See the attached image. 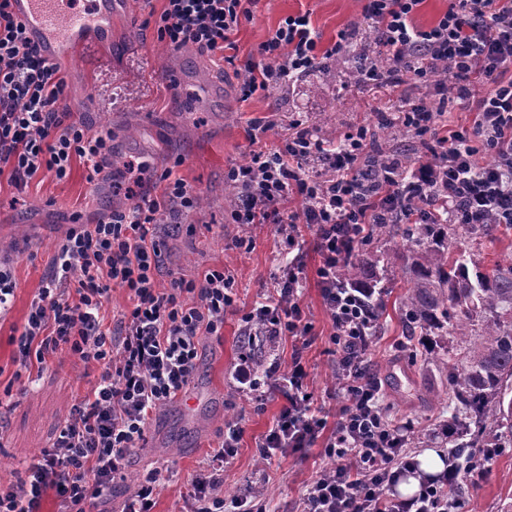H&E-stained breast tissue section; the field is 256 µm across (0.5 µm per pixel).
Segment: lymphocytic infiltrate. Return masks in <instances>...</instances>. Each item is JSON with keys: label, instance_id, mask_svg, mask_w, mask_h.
I'll list each match as a JSON object with an SVG mask.
<instances>
[{"label": "lymphocytic infiltrate", "instance_id": "lymphocytic-infiltrate-1", "mask_svg": "<svg viewBox=\"0 0 512 512\" xmlns=\"http://www.w3.org/2000/svg\"><path fill=\"white\" fill-rule=\"evenodd\" d=\"M9 2L0 0V175L22 192L42 171L66 178L76 157L88 164L91 176L100 175L112 157L111 136L91 132L70 112L64 76L40 55ZM260 2L164 0L154 28L170 47H191L233 66L244 102L269 95L322 59L346 58L351 29L339 30L334 43L322 45L305 12L278 22L258 45V61L239 62L236 35ZM423 2L364 0L362 17L386 59L363 82L393 91L392 109L381 118L397 117L419 138L425 162L390 166L368 186L361 170L370 141L366 127L348 130L330 145L296 120L276 149L253 152L247 164L226 172L238 190L231 213L235 223L276 225L293 254L280 270L274 297L246 316L244 341L310 336L298 302L299 253L305 244L300 225L314 230L321 255L316 274L332 323L333 353L346 379L347 403L335 420L317 411L301 353L293 354L287 370L273 368L262 380L247 347L233 373L238 390L255 400L269 387L283 401L262 443L264 459L283 448L302 451L323 437L327 455L338 461L307 488L302 512H462L453 495L459 476L485 464L484 454L464 458L453 448L443 472H419L401 427L385 414L380 385L354 370L369 348L370 294L336 285L338 269L370 225L512 224V0H448L447 9L427 26L416 22ZM404 84L426 90L428 100L399 94ZM452 105L472 112L470 124L435 127V113ZM313 159L330 177L306 174ZM154 185L158 195L131 191V206L73 228L30 302L14 339V363L27 370L65 349L95 365L98 374L53 447L42 449L14 481L0 484V512H40L49 496L57 512H92L105 492L125 480L128 459L153 414L185 392L203 341L224 334V316L236 300L234 279L223 268H210L197 281L159 285L161 250L149 239V227L162 215L194 212L198 196L170 169L156 176ZM293 197L301 199L299 209H289ZM116 286L124 289L129 305L111 332L104 329L101 312ZM242 434L238 424L225 429L208 464L192 479L188 512H254L247 497L228 503L217 493L224 463ZM406 473L417 474L419 492L407 499L390 496Z\"/></svg>", "mask_w": 512, "mask_h": 512}]
</instances>
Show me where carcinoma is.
<instances>
[{
	"mask_svg": "<svg viewBox=\"0 0 512 512\" xmlns=\"http://www.w3.org/2000/svg\"><path fill=\"white\" fill-rule=\"evenodd\" d=\"M374 38L355 42V69L370 67ZM495 224H416L403 228L412 262L403 299L405 321L435 336L461 338L438 358L448 370V400L455 403L448 445L494 452L512 447V263L486 269L450 241L481 245ZM401 258L358 246L340 268L348 286H367L381 261Z\"/></svg>",
	"mask_w": 512,
	"mask_h": 512,
	"instance_id": "cac0c4a2",
	"label": "carcinoma"
}]
</instances>
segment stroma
<instances>
[{"label":"stroma","mask_w":512,"mask_h":512,"mask_svg":"<svg viewBox=\"0 0 512 512\" xmlns=\"http://www.w3.org/2000/svg\"><path fill=\"white\" fill-rule=\"evenodd\" d=\"M310 11L322 43L338 30L357 25L361 0H261L252 19L243 21L237 35L240 59L266 39L288 14ZM105 59L72 57L57 66L68 83L69 107L78 109L91 131L112 135L113 155L131 161L142 177L166 169L185 180L204 198L203 205L182 216L180 225L153 224L149 235L162 252L158 275L161 286L172 279L197 280L214 266L232 271L236 306L224 317V337L207 339L196 371L186 389L196 404L187 408L177 400L153 416L146 440L133 454L126 481L116 484L110 498L100 500L99 512H121L140 478L168 463L172 471L159 486L154 512H185L189 479L221 440L228 423L241 422L244 433L236 456L224 467L220 495L231 499L249 488L265 491L267 512H299L305 486L334 465L324 452L326 441L296 453L283 449L263 460L259 444L275 424L282 401L269 396L256 402L235 390L231 373L237 362L245 316L256 303L272 294L283 262V243L272 224L251 229L233 223V185L225 172L248 160L253 146L248 130L252 121L266 124V147L276 146L291 120L300 119L320 138H337L349 127L362 125L375 143L412 162L423 160L416 139L389 141L378 119L385 98L370 87L351 85L350 64L338 61L336 77L290 86L287 94L273 92L241 101L238 79L230 66L197 53L159 42L153 28H129L123 16L112 23ZM172 81L158 79V71ZM137 128L127 137L123 125ZM87 166L77 160L66 180L37 175L25 192H17L0 178V260L9 263L16 284L12 307L0 318V480L15 478L33 462L40 449L51 447L70 410L83 395L95 369L67 351L49 359L28 387L14 381L12 362L16 329L22 328L29 303L42 280L52 272L58 244L75 224H91L105 209L128 205L124 186L130 176L109 167L98 180L88 181ZM248 236L249 249L236 248ZM306 241L301 304L313 325L314 340L303 351L309 385L328 416L344 405V393L334 381L336 370L332 326L325 310L315 271L321 256L314 234L303 229ZM404 277L402 264L380 272L385 288L384 308L372 338L368 360L378 379L388 417L411 434L415 454L445 445L442 429L455 413L448 401V381L433 359L452 340L446 336L407 334L399 310ZM465 512H512V448L469 475L463 496Z\"/></svg>","instance_id":"obj_1"}]
</instances>
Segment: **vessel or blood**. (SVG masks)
<instances>
[{
	"label": "vessel or blood",
	"mask_w": 512,
	"mask_h": 512,
	"mask_svg": "<svg viewBox=\"0 0 512 512\" xmlns=\"http://www.w3.org/2000/svg\"><path fill=\"white\" fill-rule=\"evenodd\" d=\"M11 11L43 58L54 62L105 45L118 5L116 0H92L87 9L67 11L61 0H11Z\"/></svg>",
	"instance_id": "obj_1"
}]
</instances>
